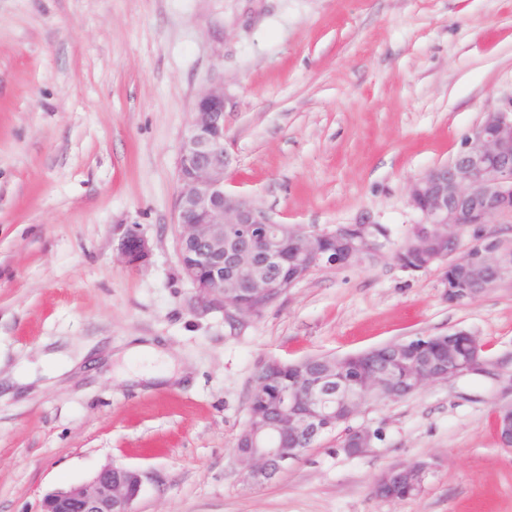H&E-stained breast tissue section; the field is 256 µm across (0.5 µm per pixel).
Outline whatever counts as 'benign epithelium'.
I'll use <instances>...</instances> for the list:
<instances>
[{"label": "benign epithelium", "instance_id": "7a95c632", "mask_svg": "<svg viewBox=\"0 0 512 512\" xmlns=\"http://www.w3.org/2000/svg\"><path fill=\"white\" fill-rule=\"evenodd\" d=\"M224 90L211 88L197 98L192 120L183 139L178 163V256L181 268L205 304H220L224 314H254L256 308L233 298L232 289L244 284L254 299L267 307L296 281H273L257 274L258 244L279 230V222L253 201L224 191ZM410 205L422 215L405 253L427 255L428 265L465 269L476 288L448 290V301L464 303L512 278V253L501 237L475 233L462 240L463 230L489 224L499 216L512 217V109L489 112L465 137L461 150L447 163L427 170L411 183ZM233 227L237 248L224 252V226ZM288 236L299 242L300 278L327 267L350 265L357 256L379 246L378 226L361 222L336 231L288 226ZM125 263L145 265L151 256L148 240L135 231L120 243ZM468 340L470 356L459 359L453 338ZM482 346L465 330L450 333L446 381L480 369ZM336 384L332 368L306 388H292L275 414L280 432L292 442L317 443L332 433L339 403L352 396ZM500 443L512 447V413L498 419ZM305 448H272L265 444L238 456L247 478L271 481L299 461ZM398 478L416 487L423 483L427 466L392 467ZM143 484L140 472L108 464L83 484L45 494L39 512H135L133 503Z\"/></svg>", "mask_w": 512, "mask_h": 512}]
</instances>
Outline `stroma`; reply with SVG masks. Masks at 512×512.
Returning <instances> with one entry per match:
<instances>
[{"label": "stroma", "instance_id": "obj_1", "mask_svg": "<svg viewBox=\"0 0 512 512\" xmlns=\"http://www.w3.org/2000/svg\"><path fill=\"white\" fill-rule=\"evenodd\" d=\"M224 89V189L276 220L388 237L257 315L200 303L178 259L176 178L196 98ZM512 104V0H0V512L104 465L143 474L136 512H512V280L448 300L401 267L413 180ZM151 246L128 266V231ZM465 330L480 371L363 407L349 455L318 441L255 485L235 439L260 361L344 356ZM139 342L167 381H130ZM424 462L422 491L374 497Z\"/></svg>", "mask_w": 512, "mask_h": 512}]
</instances>
